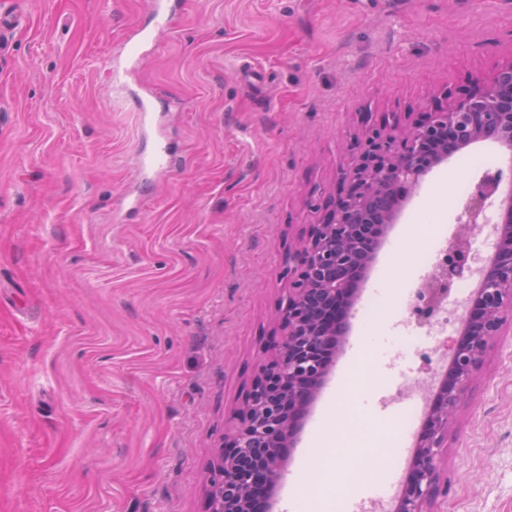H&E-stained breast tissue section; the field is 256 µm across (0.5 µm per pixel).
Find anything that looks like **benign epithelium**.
Here are the masks:
<instances>
[{"mask_svg":"<svg viewBox=\"0 0 512 512\" xmlns=\"http://www.w3.org/2000/svg\"><path fill=\"white\" fill-rule=\"evenodd\" d=\"M363 119L369 123L363 147L338 174L339 195L325 202L321 221L309 225L288 254V295L279 307L283 340L259 368L235 413V431L215 453L206 512H271L302 421L349 333L357 288L398 222L401 202L433 167L464 147L512 143V61L411 125H403L396 112L377 124L367 112ZM502 183L498 170L474 185L466 224H477ZM496 225L495 248L485 259L478 291L463 306L462 332L453 340L447 372L427 388L424 423L395 512H430L447 494L439 466L460 393L489 341L512 323V198L502 200ZM448 254V267L428 283L429 309L471 271V249L461 235L452 238Z\"/></svg>","mask_w":512,"mask_h":512,"instance_id":"1","label":"benign epithelium"}]
</instances>
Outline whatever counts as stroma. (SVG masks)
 I'll return each instance as SVG.
<instances>
[{"mask_svg":"<svg viewBox=\"0 0 512 512\" xmlns=\"http://www.w3.org/2000/svg\"><path fill=\"white\" fill-rule=\"evenodd\" d=\"M0 50V512H204L211 463L281 340L283 270L335 193L361 115L428 111L512 60V0H4ZM140 60L121 78L131 33ZM157 123L144 124L140 100ZM170 169L142 167L156 140ZM477 143L404 202L355 299L396 297L427 226L453 236ZM420 228L416 239L405 229ZM352 329L274 512L318 491L329 404L393 419L385 315ZM433 512H512V324L464 387Z\"/></svg>","mask_w":512,"mask_h":512,"instance_id":"obj_1","label":"stroma"}]
</instances>
